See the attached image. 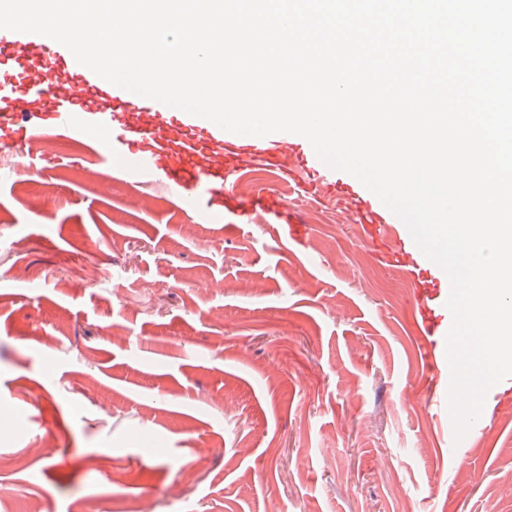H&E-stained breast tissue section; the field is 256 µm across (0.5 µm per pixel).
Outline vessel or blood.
Wrapping results in <instances>:
<instances>
[{"mask_svg": "<svg viewBox=\"0 0 512 512\" xmlns=\"http://www.w3.org/2000/svg\"><path fill=\"white\" fill-rule=\"evenodd\" d=\"M46 131L98 136L113 167L161 184L204 217H274L283 236L297 241L306 233L293 212L273 215L267 195L242 197L224 185L225 165L257 160L279 166L291 133L246 137L212 122L196 123L189 113L115 87L77 63L70 51L45 50L35 34L0 28V143L33 140ZM372 233L396 241L393 258L413 277L421 321L435 345L445 346L447 281L393 212L378 211Z\"/></svg>", "mask_w": 512, "mask_h": 512, "instance_id": "obj_1", "label": "vessel or blood"}]
</instances>
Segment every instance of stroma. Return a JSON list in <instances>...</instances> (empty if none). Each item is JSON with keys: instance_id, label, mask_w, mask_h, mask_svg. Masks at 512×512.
Returning a JSON list of instances; mask_svg holds the SVG:
<instances>
[{"instance_id": "1", "label": "stroma", "mask_w": 512, "mask_h": 512, "mask_svg": "<svg viewBox=\"0 0 512 512\" xmlns=\"http://www.w3.org/2000/svg\"><path fill=\"white\" fill-rule=\"evenodd\" d=\"M0 178V512H512V382L456 438L410 276L359 204L284 169L225 170L308 227L132 189L97 137ZM274 216L278 219L279 229L283 236L299 241L306 234V224H300L301 222L295 214L288 211V206L283 208L279 216L278 214H274Z\"/></svg>"}]
</instances>
